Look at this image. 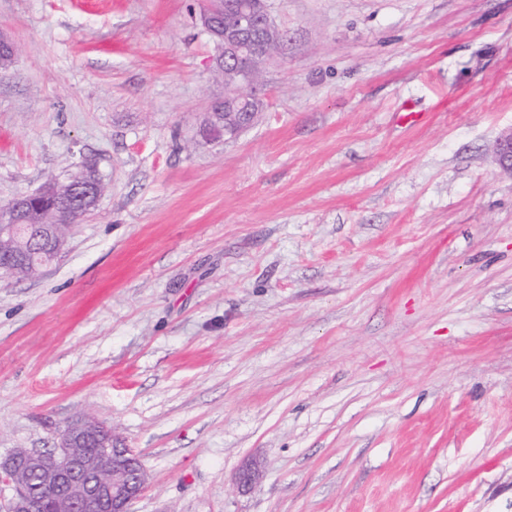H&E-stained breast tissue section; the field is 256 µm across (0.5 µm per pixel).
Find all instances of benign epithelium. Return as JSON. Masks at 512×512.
Instances as JSON below:
<instances>
[{"label": "benign epithelium", "mask_w": 512, "mask_h": 512, "mask_svg": "<svg viewBox=\"0 0 512 512\" xmlns=\"http://www.w3.org/2000/svg\"><path fill=\"white\" fill-rule=\"evenodd\" d=\"M226 10L230 16L227 23L224 13L211 6L201 13L200 22L206 33L221 43L224 97L212 104L211 111L235 116L234 123L224 127V135L232 138L263 107L256 83L268 56L256 49L257 37L267 42L277 37L279 30L271 20L267 0H233ZM496 156L499 166L512 172V129L499 138ZM66 185L69 191L61 200L70 224L83 211L90 190L75 175ZM46 197L43 189L16 196L10 211L0 217V237L27 230L35 247L61 255L67 236L26 224L30 206ZM27 262L24 251H0V271L4 273H13ZM31 474L52 487L54 493L33 494L28 484ZM261 476V463L249 459L238 469L235 483L239 489L248 490ZM145 481L146 473L137 454L112 428L89 420L69 423L53 450L19 449L0 461V482L13 491L5 512H130Z\"/></svg>", "instance_id": "7a95c632"}]
</instances>
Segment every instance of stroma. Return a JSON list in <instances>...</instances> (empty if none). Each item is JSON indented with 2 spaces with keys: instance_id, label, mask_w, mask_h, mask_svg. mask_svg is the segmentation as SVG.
I'll return each mask as SVG.
<instances>
[{
  "instance_id": "obj_1",
  "label": "stroma",
  "mask_w": 512,
  "mask_h": 512,
  "mask_svg": "<svg viewBox=\"0 0 512 512\" xmlns=\"http://www.w3.org/2000/svg\"><path fill=\"white\" fill-rule=\"evenodd\" d=\"M203 3L0 0V206L109 184L0 277V458L92 417L132 512H512V0H269L263 109L216 142ZM28 226L29 236L35 247L52 250L56 253L57 257L63 253L68 235H61L51 230L38 229L36 226ZM28 262V254L16 249L0 251V270L4 273H14ZM40 264L35 262L9 275L16 279H31L41 274ZM261 476V463L256 459H248L238 469L235 475V483L240 490H248Z\"/></svg>"
}]
</instances>
